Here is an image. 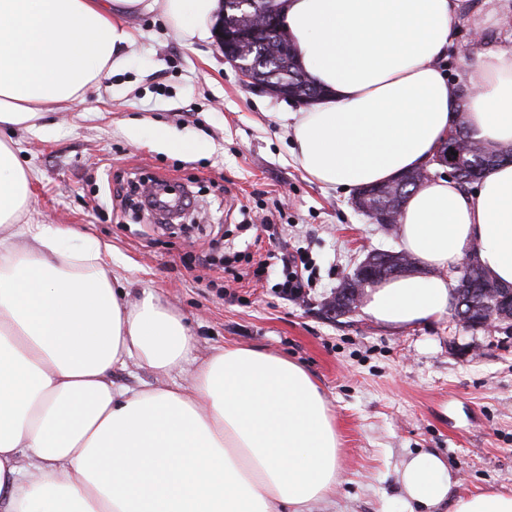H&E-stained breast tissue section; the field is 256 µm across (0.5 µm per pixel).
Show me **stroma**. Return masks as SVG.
Wrapping results in <instances>:
<instances>
[{
	"label": "stroma",
	"mask_w": 512,
	"mask_h": 512,
	"mask_svg": "<svg viewBox=\"0 0 512 512\" xmlns=\"http://www.w3.org/2000/svg\"><path fill=\"white\" fill-rule=\"evenodd\" d=\"M123 69L31 129L0 128L36 172L27 222L73 224L112 247L126 287L153 289L195 338L213 348H260L301 363L336 413L342 483L311 512H413L397 471L409 454L443 457L457 478L450 501L487 490L512 494V329L467 331L445 314L394 329L364 310L330 316L323 304L367 253L399 247L350 194L311 182L276 121L297 103L245 86L216 39L185 42L158 12L131 17ZM152 176L187 188L179 223L158 222L130 200ZM272 214L282 237L245 229ZM224 256L306 248L309 288L281 298L270 282L202 267L211 239Z\"/></svg>",
	"instance_id": "1"
}]
</instances>
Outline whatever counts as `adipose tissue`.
Returning <instances> with one entry per match:
<instances>
[{"mask_svg":"<svg viewBox=\"0 0 512 512\" xmlns=\"http://www.w3.org/2000/svg\"><path fill=\"white\" fill-rule=\"evenodd\" d=\"M300 68L325 91L277 113L306 176L349 191L421 167L399 245L425 276L375 284L365 313L393 328L441 317L453 269L478 257L512 286V161L472 190L438 176L436 152L469 86L476 136L512 151V46H480L455 76L444 62L460 26L512 43V0H280ZM159 11L170 31L208 39L220 0H0V126L32 127L123 67L126 17ZM34 175L0 138V512H309L341 483L336 415L298 362L222 346L184 382L195 344L150 291L131 296L112 247L64 224H31ZM77 247H68L71 238ZM153 382L113 375L129 362ZM423 506L447 501L444 460L411 455L398 472Z\"/></svg>","mask_w":512,"mask_h":512,"instance_id":"ef3b65f1","label":"adipose tissue"}]
</instances>
